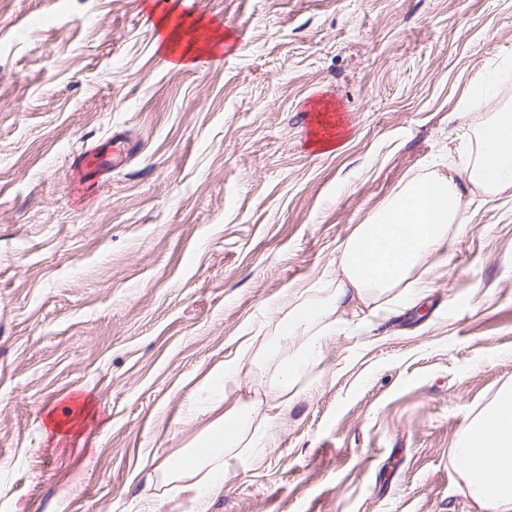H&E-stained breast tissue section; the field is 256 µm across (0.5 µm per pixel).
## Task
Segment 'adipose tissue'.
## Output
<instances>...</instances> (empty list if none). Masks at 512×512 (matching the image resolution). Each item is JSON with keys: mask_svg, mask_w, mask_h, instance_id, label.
<instances>
[{"mask_svg": "<svg viewBox=\"0 0 512 512\" xmlns=\"http://www.w3.org/2000/svg\"><path fill=\"white\" fill-rule=\"evenodd\" d=\"M178 11V5H170L156 23L163 37L160 51L175 44L182 48L169 64L177 72L195 66L202 53H217L227 39L226 34L212 31L207 40H200L204 24L199 20L168 28L169 16ZM474 102L488 114L474 138L462 140L457 148L465 162V179L433 172L411 178L367 222L357 225L340 255L342 278L326 298L303 302L288 311L284 319L287 333H304L318 317L355 298L385 293L414 272H428L431 258L447 246L453 226L462 222L467 186L489 195L512 189V113L499 107L496 94L483 81L475 85L470 103L457 110V118L467 116ZM239 371L237 363H225L197 387L186 419L201 411L214 413L215 418L187 452L163 460L158 467L164 480L188 494L191 512H208L212 495L222 486L224 457L244 438V412L218 409L226 385ZM454 455L479 512H512V389L504 390L470 424Z\"/></svg>", "mask_w": 512, "mask_h": 512, "instance_id": "obj_1", "label": "adipose tissue"}]
</instances>
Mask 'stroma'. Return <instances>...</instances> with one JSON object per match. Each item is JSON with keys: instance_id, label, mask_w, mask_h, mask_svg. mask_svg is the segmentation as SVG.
<instances>
[{"instance_id": "stroma-1", "label": "stroma", "mask_w": 512, "mask_h": 512, "mask_svg": "<svg viewBox=\"0 0 512 512\" xmlns=\"http://www.w3.org/2000/svg\"><path fill=\"white\" fill-rule=\"evenodd\" d=\"M184 2L231 33L223 66L170 71L146 0H0V512H190L155 469L231 359L220 408L247 406L254 441L209 512H475L452 450L512 388V190L469 189L425 293L305 337L277 307L325 298L410 178L460 170L451 114L479 80L512 103V0ZM327 106L331 151L310 144ZM117 133L136 156L73 196L71 159ZM318 359L319 351L314 344H311L302 349L298 356L283 362L279 367L276 379V389L279 394L291 393L290 397H292L296 392V385L300 376L315 366ZM290 397L284 400L285 406L288 405ZM241 371L239 364L225 363L224 366L210 373L206 382L201 384L193 393L188 404L185 418L192 420L200 411L212 412L220 406L224 398V387L235 381V376Z\"/></svg>"}]
</instances>
